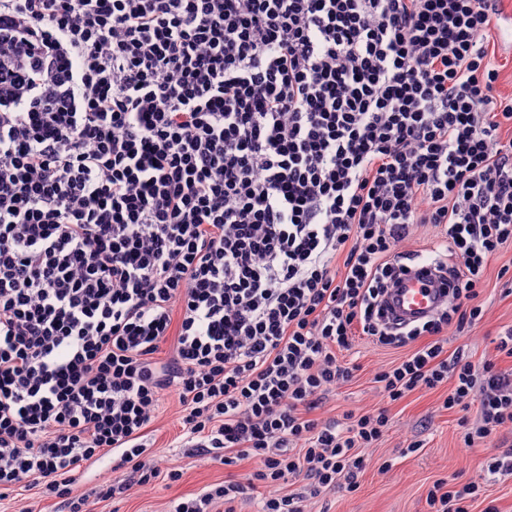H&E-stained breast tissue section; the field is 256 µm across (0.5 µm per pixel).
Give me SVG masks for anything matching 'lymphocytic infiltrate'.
Here are the masks:
<instances>
[{
	"label": "lymphocytic infiltrate",
	"instance_id": "obj_1",
	"mask_svg": "<svg viewBox=\"0 0 512 512\" xmlns=\"http://www.w3.org/2000/svg\"><path fill=\"white\" fill-rule=\"evenodd\" d=\"M500 5L0 0V499L87 512L75 475L107 456L178 481L144 440L166 394L180 447L259 464L170 512L356 491L386 411L312 412L359 335L405 351L383 397L445 384L446 409L480 401L465 444L512 430V373L445 350L512 245ZM418 224L442 228L452 304L394 329Z\"/></svg>",
	"mask_w": 512,
	"mask_h": 512
}]
</instances>
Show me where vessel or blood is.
Instances as JSON below:
<instances>
[{
    "label": "vessel or blood",
    "instance_id": "1",
    "mask_svg": "<svg viewBox=\"0 0 512 512\" xmlns=\"http://www.w3.org/2000/svg\"><path fill=\"white\" fill-rule=\"evenodd\" d=\"M449 294L448 284L437 276L433 262L420 258L386 294V317L401 327L416 324L445 309Z\"/></svg>",
    "mask_w": 512,
    "mask_h": 512
}]
</instances>
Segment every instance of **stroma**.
<instances>
[{"label": "stroma", "instance_id": "obj_1", "mask_svg": "<svg viewBox=\"0 0 512 512\" xmlns=\"http://www.w3.org/2000/svg\"><path fill=\"white\" fill-rule=\"evenodd\" d=\"M505 266L512 267V246L503 248L487 267V286L480 297L483 319L463 333L448 336L447 349L464 350L475 363L491 361L507 371L512 370V358L499 353L493 343L499 332L512 326V283L499 274ZM403 354V349L358 337L352 355L358 366L354 379L333 388L315 414L339 417L383 405L388 409L390 425L383 438L365 451L368 465L359 478V489L353 493L339 489L312 498L307 503L308 512H429L426 497L434 484L443 482L451 487L469 481L478 482L482 490L473 512H484L490 505L497 512H512V475L492 477L485 471L488 458L499 451L500 437L478 440L471 446L463 442L465 426H476L480 418L478 402H471L465 410L444 409L447 390L443 387L417 390L399 401L384 402L374 375ZM179 411L176 397H162L146 440L158 458L181 471V479L101 501L93 496L100 483L107 480L121 485L127 480L126 471L113 469L111 459H104L76 475L80 492L91 498L92 512H168L172 500L192 497L206 486L229 479L242 481L253 473L254 461L224 467L192 449L178 447ZM412 441L420 442L421 447L410 453L406 446Z\"/></svg>", "mask_w": 512, "mask_h": 512}]
</instances>
